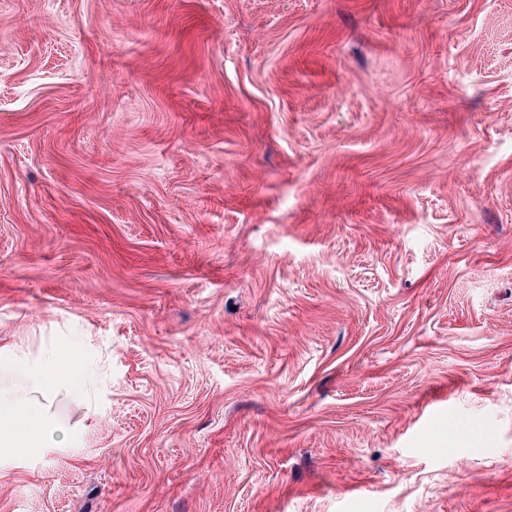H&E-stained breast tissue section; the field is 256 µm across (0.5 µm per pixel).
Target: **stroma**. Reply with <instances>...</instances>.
Wrapping results in <instances>:
<instances>
[{
  "label": "stroma",
  "instance_id": "stroma-1",
  "mask_svg": "<svg viewBox=\"0 0 512 512\" xmlns=\"http://www.w3.org/2000/svg\"><path fill=\"white\" fill-rule=\"evenodd\" d=\"M52 339L96 397L0 512H512V0H0Z\"/></svg>",
  "mask_w": 512,
  "mask_h": 512
}]
</instances>
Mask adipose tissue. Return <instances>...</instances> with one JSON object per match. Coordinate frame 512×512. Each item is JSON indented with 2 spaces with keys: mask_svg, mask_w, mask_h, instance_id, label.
<instances>
[{
  "mask_svg": "<svg viewBox=\"0 0 512 512\" xmlns=\"http://www.w3.org/2000/svg\"><path fill=\"white\" fill-rule=\"evenodd\" d=\"M0 461L18 462L45 448H60L75 440L53 410L57 397L83 396L85 372L69 363L68 349L60 342L43 344L33 355L0 346Z\"/></svg>",
  "mask_w": 512,
  "mask_h": 512,
  "instance_id": "1",
  "label": "adipose tissue"
}]
</instances>
